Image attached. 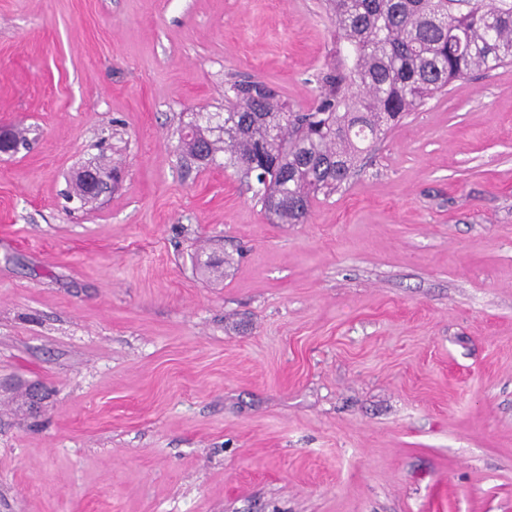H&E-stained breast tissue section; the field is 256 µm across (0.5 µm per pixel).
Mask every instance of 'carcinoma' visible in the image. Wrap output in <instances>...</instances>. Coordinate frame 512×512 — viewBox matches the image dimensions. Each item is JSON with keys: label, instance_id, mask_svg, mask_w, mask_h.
<instances>
[{"label": "carcinoma", "instance_id": "obj_1", "mask_svg": "<svg viewBox=\"0 0 512 512\" xmlns=\"http://www.w3.org/2000/svg\"><path fill=\"white\" fill-rule=\"evenodd\" d=\"M327 9L348 55L320 74L314 107L294 112L265 83L235 81L222 122L181 136L188 157L204 146L212 162L222 151L224 168L255 177L272 224L306 223L406 113L512 60V0H327Z\"/></svg>", "mask_w": 512, "mask_h": 512}]
</instances>
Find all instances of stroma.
I'll return each instance as SVG.
<instances>
[{
	"label": "stroma",
	"instance_id": "35a3bbf8",
	"mask_svg": "<svg viewBox=\"0 0 512 512\" xmlns=\"http://www.w3.org/2000/svg\"><path fill=\"white\" fill-rule=\"evenodd\" d=\"M340 47L323 0H0V512H512V64L304 224L181 155ZM75 176V187L79 195L83 198V182L87 189V196L90 199H98L111 187L110 180L115 179V174L112 172L109 177L102 176L97 167L91 166L85 168Z\"/></svg>",
	"mask_w": 512,
	"mask_h": 512
}]
</instances>
